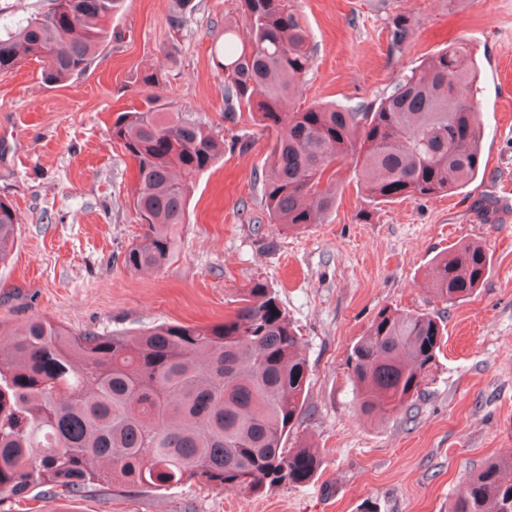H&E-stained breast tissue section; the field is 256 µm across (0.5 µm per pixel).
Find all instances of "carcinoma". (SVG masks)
<instances>
[{"instance_id":"obj_1","label":"carcinoma","mask_w":512,"mask_h":512,"mask_svg":"<svg viewBox=\"0 0 512 512\" xmlns=\"http://www.w3.org/2000/svg\"><path fill=\"white\" fill-rule=\"evenodd\" d=\"M123 0H49V8L0 25V73L43 59L49 84L85 72L108 40L106 21ZM250 39L224 28L218 66L224 119L249 112L274 134L262 191L273 224L322 223L336 204L338 166L351 160L368 205L430 198L475 180L482 132L473 107L480 71L470 48L450 46L409 68L368 108L310 104L283 122L279 104L312 68L308 29L293 0H240ZM192 0H173L180 29ZM391 44L412 35L405 17L390 22ZM143 73L158 88L168 66ZM137 167L132 194L144 232L126 250L132 271L163 268L187 223L196 176L224 157V140L174 112L156 94L112 122ZM19 219L0 199V262L17 240ZM490 257L479 242L458 244L433 270L443 301L472 295ZM221 324L161 323L136 332H77L45 316L0 322V498L61 487L71 496L108 483L118 493L203 480L252 492L302 483L317 467L305 448L285 450L300 420L309 366L301 337L261 280L252 282ZM444 328L428 312L384 308L349 358L359 413L373 420L411 406L428 379ZM448 512H512V456L468 476Z\"/></svg>"}]
</instances>
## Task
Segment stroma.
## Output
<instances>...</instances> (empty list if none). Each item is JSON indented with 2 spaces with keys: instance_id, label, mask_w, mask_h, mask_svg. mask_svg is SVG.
Returning a JSON list of instances; mask_svg holds the SVG:
<instances>
[{
  "instance_id": "35a3bbf8",
  "label": "stroma",
  "mask_w": 512,
  "mask_h": 512,
  "mask_svg": "<svg viewBox=\"0 0 512 512\" xmlns=\"http://www.w3.org/2000/svg\"><path fill=\"white\" fill-rule=\"evenodd\" d=\"M194 4L176 32L171 0H124L100 57L66 83H44L37 60L0 73V198L19 218L0 263V321L45 315L102 333L208 325L261 279L309 363L302 419L285 446L310 449L318 467L304 483L260 494L199 480L123 494L101 485L82 497L44 486L0 501V512H448L466 475L512 452V221L501 210L512 193V0H295L314 67L282 111L373 104L403 70L464 42L481 68L483 134V165L468 187L371 207L346 162L335 209L295 229L271 223L262 199L267 136L248 117L224 120L217 53L239 0ZM397 15L414 30L395 52L388 23ZM170 50L177 62L159 95L228 143L248 134L253 144L228 146L196 177L169 263L144 274L123 264L143 229L130 204L134 164L110 128L142 98L139 74ZM471 240L490 256L487 279L469 298L442 302L427 276L448 247ZM386 307L431 312L446 334L411 407L380 422L358 414L348 361Z\"/></svg>"
}]
</instances>
